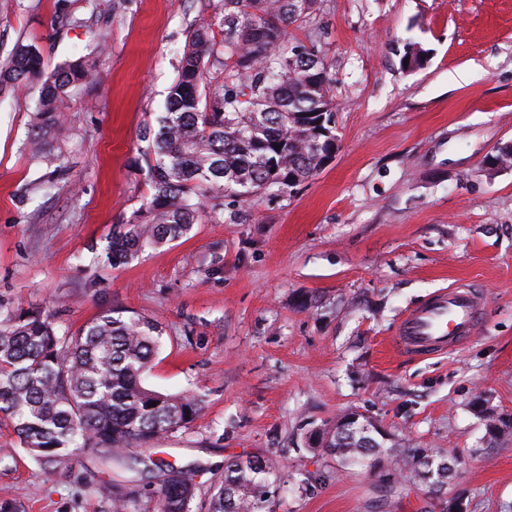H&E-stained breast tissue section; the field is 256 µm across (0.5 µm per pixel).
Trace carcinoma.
<instances>
[{
  "mask_svg": "<svg viewBox=\"0 0 512 512\" xmlns=\"http://www.w3.org/2000/svg\"><path fill=\"white\" fill-rule=\"evenodd\" d=\"M220 17L193 30L171 85L166 112L152 137L153 160L145 202L112 233L109 253L126 264L147 248L188 234L204 218L218 220L202 202L290 192L321 169L336 147L329 66L316 42L288 43V28L309 19L315 0H219ZM222 67L212 84L210 66ZM100 59L79 57L48 72L40 50L16 46L0 70V93L36 83L40 94L27 144L32 158L51 161L48 139L65 123L72 89L96 81ZM161 327L144 317L104 314L72 335L58 332L41 310L0 311V417L29 457L51 473L85 450L113 464L155 468L163 478L152 495L157 512H189L192 476L139 449L186 428L200 414L194 393L165 394L147 387L145 374L160 349ZM468 407L483 421L488 445L512 440L482 397ZM365 416L322 438L324 452L343 468L374 467L380 455L400 464L389 488L448 479L458 462L450 452L386 448ZM277 474L260 459L232 458L208 512H267Z\"/></svg>",
  "mask_w": 512,
  "mask_h": 512,
  "instance_id": "1",
  "label": "carcinoma"
}]
</instances>
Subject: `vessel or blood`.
Instances as JSON below:
<instances>
[{
    "instance_id": "b4317fda",
    "label": "vessel or blood",
    "mask_w": 512,
    "mask_h": 512,
    "mask_svg": "<svg viewBox=\"0 0 512 512\" xmlns=\"http://www.w3.org/2000/svg\"><path fill=\"white\" fill-rule=\"evenodd\" d=\"M480 325V291L471 285L451 287L409 310L392 346L408 357L444 353L475 336Z\"/></svg>"
}]
</instances>
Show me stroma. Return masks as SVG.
Listing matches in <instances>:
<instances>
[{"label":"stroma","mask_w":512,"mask_h":512,"mask_svg":"<svg viewBox=\"0 0 512 512\" xmlns=\"http://www.w3.org/2000/svg\"><path fill=\"white\" fill-rule=\"evenodd\" d=\"M53 3L0 0V67L20 43L51 70L99 47L106 79L72 97L58 171L25 152L38 85L0 95V305L69 332L106 313L161 325L146 385L203 397L157 446L193 471L190 512H207L236 456L277 473L271 512H445L459 489L468 512H512V443L486 447L468 408L480 394L512 413V167L487 164L512 143V0H316L288 38L316 40L329 65L333 162L119 266L108 241L148 194L144 130L219 2L76 0L70 21ZM408 42L428 52L415 71L400 65ZM460 283L486 296L477 335L426 358L392 352L405 312ZM350 412L388 444L462 464L442 492L386 496L391 459L347 470L307 444ZM4 447L16 459L0 464V512H115L125 476L97 452L49 475L0 424Z\"/></svg>","instance_id":"stroma-1"}]
</instances>
